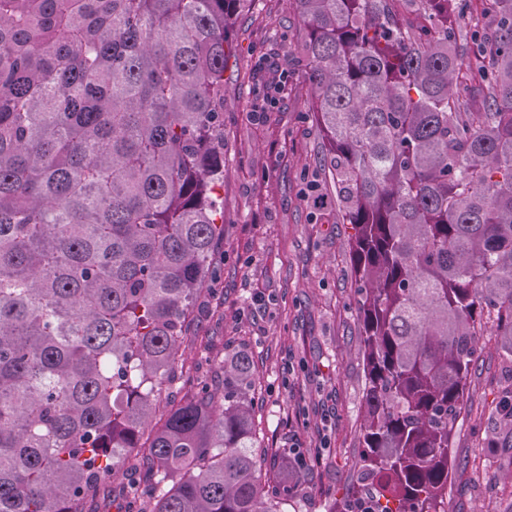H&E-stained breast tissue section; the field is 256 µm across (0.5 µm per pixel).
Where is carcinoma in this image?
I'll list each match as a JSON object with an SVG mask.
<instances>
[{
  "instance_id": "obj_1",
  "label": "carcinoma",
  "mask_w": 512,
  "mask_h": 512,
  "mask_svg": "<svg viewBox=\"0 0 512 512\" xmlns=\"http://www.w3.org/2000/svg\"><path fill=\"white\" fill-rule=\"evenodd\" d=\"M251 0H0V512H284L251 356L179 361L224 238V71ZM294 0L365 373L353 492L439 512L484 322L512 354V0ZM491 12L489 33L479 20ZM474 79L484 93L472 108Z\"/></svg>"
}]
</instances>
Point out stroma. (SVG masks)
Instances as JSON below:
<instances>
[{
    "mask_svg": "<svg viewBox=\"0 0 512 512\" xmlns=\"http://www.w3.org/2000/svg\"><path fill=\"white\" fill-rule=\"evenodd\" d=\"M293 0H254L233 25L224 73V239L196 297L184 366L201 377L230 349L254 362L265 459L298 439L309 465L289 512H330L351 485L360 448L364 371L348 240L324 179L326 151L293 66ZM512 394V357L482 333L451 446L448 512H512L499 471L512 450L499 402Z\"/></svg>",
    "mask_w": 512,
    "mask_h": 512,
    "instance_id": "1",
    "label": "stroma"
}]
</instances>
